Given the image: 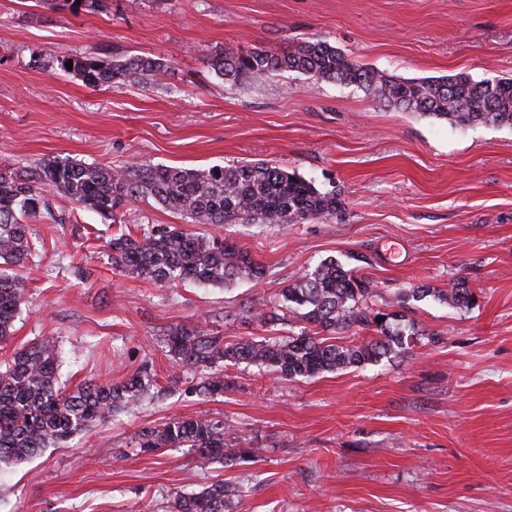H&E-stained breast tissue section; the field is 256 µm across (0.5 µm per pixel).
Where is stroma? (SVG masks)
Returning a JSON list of instances; mask_svg holds the SVG:
<instances>
[{
  "instance_id": "stroma-1",
  "label": "stroma",
  "mask_w": 512,
  "mask_h": 512,
  "mask_svg": "<svg viewBox=\"0 0 512 512\" xmlns=\"http://www.w3.org/2000/svg\"><path fill=\"white\" fill-rule=\"evenodd\" d=\"M104 3L76 18L0 0V166L57 155L185 168L265 160L336 191L345 210L272 227L193 224L131 204L128 228L216 235L266 270L258 282L200 288L114 270L118 225L52 198L63 220L28 222L38 252L0 360L51 337L67 387L145 372L152 381L137 409L0 469V512H169L177 492L220 482L240 489L248 512H512V128L454 126L298 73L234 85L208 66L221 52L318 37L400 78H512V0ZM56 54L146 56L169 71L162 87L94 89L44 69ZM329 258L375 280L380 307L461 277L476 303L409 301L439 340L380 362L296 380L228 363L223 395L200 396L201 372L168 352L171 330L228 344L262 335L244 308L273 304ZM200 412L245 456L140 450L143 429Z\"/></svg>"
}]
</instances>
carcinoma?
<instances>
[{
  "label": "carcinoma",
  "mask_w": 512,
  "mask_h": 512,
  "mask_svg": "<svg viewBox=\"0 0 512 512\" xmlns=\"http://www.w3.org/2000/svg\"><path fill=\"white\" fill-rule=\"evenodd\" d=\"M74 17L92 13L101 0H37ZM73 63V69L66 67ZM50 67L72 72L88 87L159 85L168 67L148 57L94 58L63 54ZM209 67L233 84H253L279 72H297L316 81L356 86L388 106L445 119L457 126L512 127V78L475 82L469 76L405 79L379 71L322 39H304L286 51L255 47L245 53H220ZM122 222L135 201L180 213L193 224H300L342 214L336 192H322L311 182L270 161L231 167L184 168L126 164H87L68 157H48L33 167L0 170V341L12 333L24 303L28 257L36 253L24 218L58 223L49 197ZM112 267L149 281L222 286L240 278L260 280L264 268L247 250L219 237L196 236L177 226L141 227L112 236ZM432 294L452 308H468L475 295L460 278L447 290L411 288L385 312L375 304L378 285L334 260L326 259L280 290L282 303L250 310L266 328L290 316L300 332L286 337L242 338L232 344L204 330L177 329L168 338L170 355L185 366L205 371L200 392L224 394L219 361L246 362L283 379L310 378L323 372L378 362L436 333L419 329L404 313L409 300ZM384 321H378V318ZM325 332L350 333L358 341L337 344ZM59 350L51 338L26 345L0 361V463H21L44 449L59 446L112 413L137 405L147 392L141 375L121 384L89 382L72 391L58 385ZM139 448H192L202 456L233 462L243 450L224 438V423L206 415L173 418L139 434ZM242 496L235 488L211 484L176 494L172 512H233Z\"/></svg>",
  "instance_id": "obj_1"
}]
</instances>
